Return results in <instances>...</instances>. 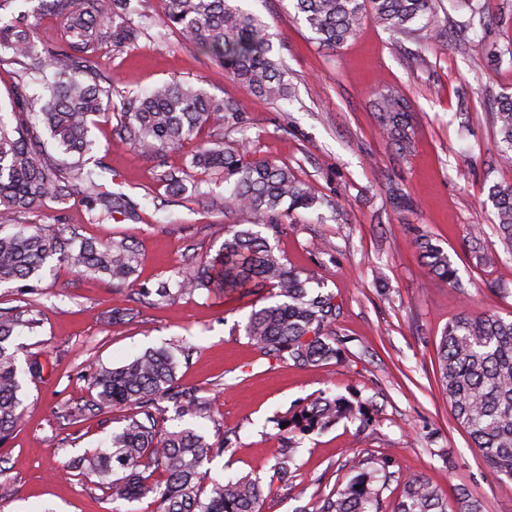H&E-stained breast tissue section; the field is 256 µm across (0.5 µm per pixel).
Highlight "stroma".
Returning a JSON list of instances; mask_svg holds the SVG:
<instances>
[{"instance_id": "35a3bbf8", "label": "stroma", "mask_w": 512, "mask_h": 512, "mask_svg": "<svg viewBox=\"0 0 512 512\" xmlns=\"http://www.w3.org/2000/svg\"><path fill=\"white\" fill-rule=\"evenodd\" d=\"M280 45L289 100L269 102L244 91L222 67L177 33L152 27L136 44L106 60L115 96H134L166 81H202L218 99L234 100L240 125L228 141L246 139L253 156L288 165L324 204L283 218L274 244L289 267L334 296L336 359L298 366L266 354L244 332L269 289L222 299L200 289L159 302L141 294L191 257L215 253L219 227L240 213L212 206L228 197L221 175L189 170L198 196L167 195L160 165L180 166L200 146L185 142L161 157L143 154L115 134L120 111L101 113L91 127L89 167L105 166L104 190L140 204V218L91 222L77 200L52 201L22 215L25 224L63 220L76 236L97 242L127 238L140 264L127 284L85 276L55 264L34 288L0 284V310L31 306L34 331L16 337L19 359L38 358L41 378L26 380V415L0 447V512H112L105 480L83 475L80 456L134 415L122 405L98 408L85 376L89 364L117 367L149 348L172 343L189 356L178 370L199 407L180 417L162 400L166 427L196 429L231 445L204 462V482L250 476L265 485L263 512H314L343 487L355 461L390 459L380 512H397L403 481L417 474L437 487L450 508L461 494L484 512H512V480L493 473L454 420L435 377L440 338L463 313L512 318V254L498 231L491 189L512 183L498 156V100L512 96V0H435L411 34L393 35L365 19L340 47L319 46L291 0H244ZM405 95L412 106L415 148L407 155L380 134L372 103L381 93ZM400 187L406 206L394 205ZM339 200V208L328 200ZM427 235L447 252L457 284L434 278L416 245ZM128 308L132 320L112 321ZM365 405L369 426L344 420L306 435L280 429L325 391ZM295 465L287 481H272L284 449Z\"/></svg>"}]
</instances>
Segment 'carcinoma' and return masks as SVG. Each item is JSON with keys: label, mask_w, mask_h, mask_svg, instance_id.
<instances>
[{"label": "carcinoma", "mask_w": 512, "mask_h": 512, "mask_svg": "<svg viewBox=\"0 0 512 512\" xmlns=\"http://www.w3.org/2000/svg\"><path fill=\"white\" fill-rule=\"evenodd\" d=\"M60 19L57 36L44 38L19 14L0 20V60L19 62L27 74H51L44 92L32 96L25 81L12 93L11 112L0 113V284L42 279L51 261L63 262L86 275H106L124 283L135 275L138 254L126 239L108 244L67 235L68 225L18 223L20 215L47 201L63 204L79 195L90 218L105 222L116 214L139 218L140 204L121 192L98 190V172L87 167L85 155L94 147L90 126L112 104V87L101 72V59L134 44L138 30L131 25V0H43ZM316 42L329 49L354 37L365 17L391 33L432 13L434 0H293ZM161 24L178 32L182 41L215 60L247 92L270 101L286 99L291 91L277 57L269 25L242 6V0H162ZM125 121L120 140L148 154L175 150L202 130L216 133L211 145L192 155L190 166L224 173L231 185L228 198L244 219L227 225L213 255L196 263L192 274L177 273L157 283L154 293L166 301L205 288L229 296L274 289L270 304L252 311L244 326L251 343L266 354L288 353L296 365H315L336 358L332 324L336 304L329 294H311L309 279L283 262L265 232L277 235L283 212L315 207L319 198L309 183L286 165L253 159L246 142L223 141L224 126L239 123L230 99L217 100L190 82H165L144 96L120 101ZM381 133L399 151L414 148L409 105L398 93L380 95L375 103ZM500 159L512 163V97L501 99L497 112ZM43 126L67 158L45 157L38 126ZM187 173L162 168L157 180L172 196L188 191ZM492 197L498 230L512 251V185H496ZM429 271L451 281L456 276L444 249L424 237L417 241ZM36 324L34 311L17 306L0 311V445L22 422L25 377H36L43 365L20 363L10 339ZM181 345L147 349L124 364L89 366L87 379L97 390V405H129L144 419L132 417L112 432L106 445L86 452L80 470L107 479L112 498L135 500L151 493L155 512H263L264 489L250 478L213 481L201 486L200 467L215 445L191 427L161 425L152 411L157 401H175L181 416L197 411L194 394L178 385ZM439 381L457 423L496 474L512 479V319L486 313H463L444 331L438 357ZM359 416L369 421L363 406L340 395L323 394L289 419V428L303 434L326 430ZM295 460L284 453L273 477L288 476ZM386 463L355 462L356 474L335 493L321 500L317 512H378ZM160 471L147 482L145 473ZM397 512H449L448 500L425 479L403 480Z\"/></svg>", "instance_id": "carcinoma-1"}]
</instances>
